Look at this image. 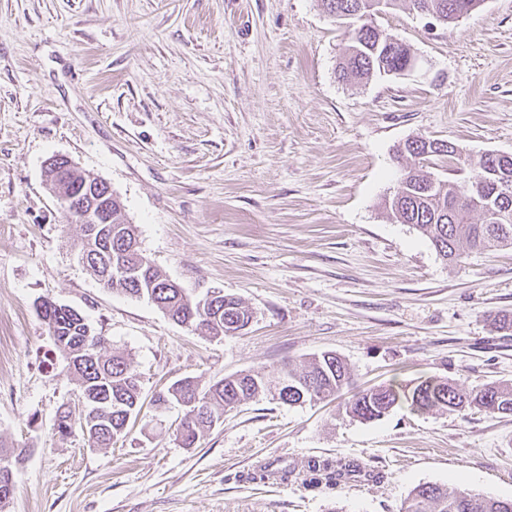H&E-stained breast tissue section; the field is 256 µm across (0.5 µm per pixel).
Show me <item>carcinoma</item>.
<instances>
[{
	"mask_svg": "<svg viewBox=\"0 0 512 512\" xmlns=\"http://www.w3.org/2000/svg\"><path fill=\"white\" fill-rule=\"evenodd\" d=\"M324 12L333 21L345 14L365 18V25L348 30L349 45L336 70L343 81L363 82L381 72L380 63L390 69L407 65L410 49L385 33L374 22V0H320ZM413 10L444 23L453 22L474 11L482 0H407ZM457 155V148L446 140L412 138L398 147L397 156L407 161L400 176L399 191L385 207L400 224H409L425 236L436 253L446 261H458L472 252L512 246V197L493 193L501 182L512 183V154L488 153L478 162L479 172L468 184L432 178L424 168L443 163ZM478 218H473V214ZM113 229L119 234L104 245L90 242L81 234L77 256L109 290L154 304L177 324L203 325L215 336L231 326L239 328L250 322L251 312L234 297H216V308L204 309L178 283L163 274L139 249L131 250L137 240L136 227L124 223L120 205H113ZM131 252L139 272L114 278L110 255ZM56 349L68 363V371L77 380L82 396L93 407L84 416H72L69 404L60 407L54 429L69 435L80 429L100 448H110L127 434L131 420L143 409L139 375L121 354L106 353L105 339L93 334L85 318L76 310L58 305L50 299L42 303L39 313ZM282 377L291 381L288 392L278 402L293 406L325 400L339 394L352 383L344 361L333 352L314 357L307 369L283 370ZM268 394L261 373L226 376L201 388L192 380L180 386L170 385L157 392L150 405L157 412L178 400L186 413L177 436L181 445L192 448L203 433L231 409L259 395ZM403 404L415 412L438 409L461 412L477 410L490 416L512 415V383L490 382L476 392H466L446 378L420 377L406 384L387 385L354 393L345 403L353 418L376 420ZM26 449L0 443V512L15 491L14 470L25 460ZM351 465L340 461L313 460L305 481L311 485L336 484L351 475ZM404 512H512V500L476 498L466 491L450 492L436 485H419L408 498Z\"/></svg>",
	"mask_w": 512,
	"mask_h": 512,
	"instance_id": "1",
	"label": "carcinoma"
}]
</instances>
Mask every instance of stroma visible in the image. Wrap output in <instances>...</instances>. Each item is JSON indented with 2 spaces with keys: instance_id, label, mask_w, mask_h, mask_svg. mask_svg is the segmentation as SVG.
<instances>
[{
  "instance_id": "35a3bbf8",
  "label": "stroma",
  "mask_w": 512,
  "mask_h": 512,
  "mask_svg": "<svg viewBox=\"0 0 512 512\" xmlns=\"http://www.w3.org/2000/svg\"><path fill=\"white\" fill-rule=\"evenodd\" d=\"M377 24L413 69L339 81L348 39L319 0H0V439L31 450L7 512H403L436 484L512 499V416L260 397L196 447L183 415L130 424L109 448L53 429L80 390L38 316L78 310L141 376L142 399L182 378L276 377L330 351L363 390L421 376L472 390L512 382V248L443 261L394 222L397 146L429 137L467 180L512 153V0L453 23L402 5ZM60 155L106 181L143 253L188 293L240 299L224 338L109 291L79 262L80 227L44 180ZM356 464L332 485L311 460Z\"/></svg>"
}]
</instances>
